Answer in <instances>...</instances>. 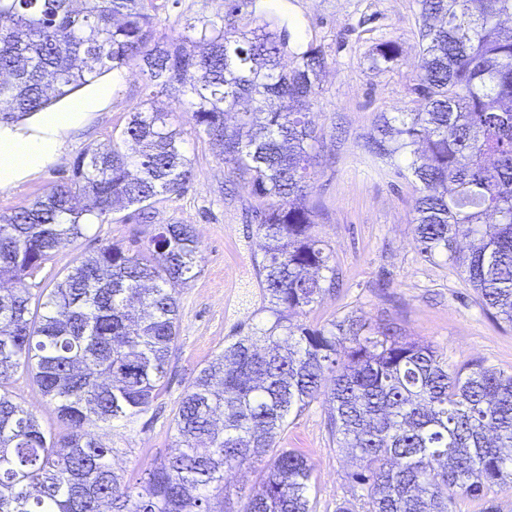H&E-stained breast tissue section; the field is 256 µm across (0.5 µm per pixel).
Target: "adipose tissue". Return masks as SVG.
<instances>
[{
  "label": "adipose tissue",
  "instance_id": "1",
  "mask_svg": "<svg viewBox=\"0 0 512 512\" xmlns=\"http://www.w3.org/2000/svg\"><path fill=\"white\" fill-rule=\"evenodd\" d=\"M109 93V85L103 84L94 95L74 100L66 110L39 113L30 133L0 124V187L22 181L56 161L69 131L79 125L86 111L106 100Z\"/></svg>",
  "mask_w": 512,
  "mask_h": 512
}]
</instances>
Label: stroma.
<instances>
[{"instance_id":"stroma-1","label":"stroma","mask_w":512,"mask_h":512,"mask_svg":"<svg viewBox=\"0 0 512 512\" xmlns=\"http://www.w3.org/2000/svg\"><path fill=\"white\" fill-rule=\"evenodd\" d=\"M154 3L157 31L170 37L181 32L186 18H211L224 10V0ZM274 18L287 22L293 42L318 47L325 58L310 115L323 147L308 202L320 214L313 232L332 252L338 285L295 315V322L325 325L350 313L370 326L390 320L406 335L429 342L449 369L478 360L511 374L512 326L483 310L460 269L441 257L425 258L416 246L412 218L418 191L404 173L405 158H379L365 149L381 113L419 107L413 92L422 48L416 0H248L235 25L248 30ZM387 41L398 43L399 62L371 69L370 54ZM144 84L137 67L122 68L109 100L70 133L54 164L0 188V213L28 206L70 175L74 159L87 147L107 143L140 101ZM184 130L193 178L184 193L157 204L152 224L93 221L83 238L61 245L28 281L32 294L47 292L81 255L104 244L144 241L154 224L194 227L201 272L180 290L179 337L158 395L132 422L99 431L113 449V469L133 483L157 458L174 452V416L199 370L270 318L254 264L262 254L251 219L258 201L242 188L205 134L189 124ZM12 390L43 428L66 434V425L28 374L18 373ZM326 420V403L313 402L291 416L277 445L301 451L311 464L314 512H337L347 501L358 510L363 501L348 479L352 464L329 434Z\"/></svg>"}]
</instances>
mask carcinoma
Returning <instances> with one entry per match:
<instances>
[{"label":"carcinoma","mask_w":512,"mask_h":512,"mask_svg":"<svg viewBox=\"0 0 512 512\" xmlns=\"http://www.w3.org/2000/svg\"><path fill=\"white\" fill-rule=\"evenodd\" d=\"M242 5L224 0V13L188 19L168 39L157 36L153 0H0V123L129 65L150 90L67 178L0 213V512H313L311 466L276 443L321 397L331 435L355 460L365 512H454L457 496L512 482V374L479 362L450 371L389 320L292 322L336 287L307 203L320 144L309 114L325 59L298 46L286 69L287 27L240 30ZM418 5L422 106L381 114L365 147L405 157L420 184V253L462 269L483 309L512 326V0ZM399 57L397 43H382L372 67ZM166 93L174 107H156ZM177 111L262 201L255 266L274 320L200 369L174 417L178 452L136 487L112 470V448L92 426H123L155 398L178 340V288L200 271L192 225L160 224L136 251L106 244L35 301L27 279L90 218L126 210L150 224L156 203L187 189L193 160ZM21 370L66 436L45 432L14 399ZM245 466L258 489L232 507L224 474Z\"/></svg>","instance_id":"1"}]
</instances>
